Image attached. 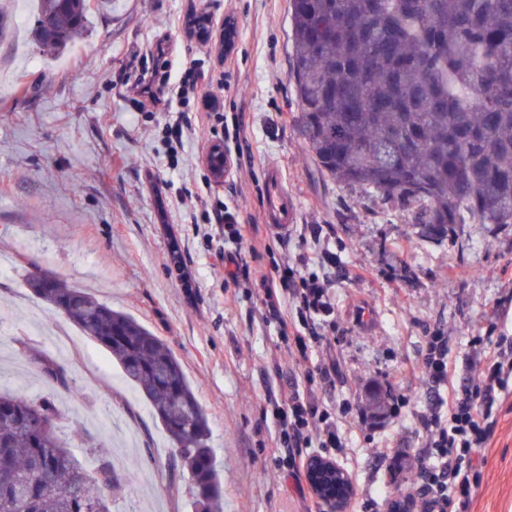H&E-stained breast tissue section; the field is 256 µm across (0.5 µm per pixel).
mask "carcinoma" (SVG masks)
<instances>
[{
  "label": "carcinoma",
  "mask_w": 512,
  "mask_h": 512,
  "mask_svg": "<svg viewBox=\"0 0 512 512\" xmlns=\"http://www.w3.org/2000/svg\"><path fill=\"white\" fill-rule=\"evenodd\" d=\"M39 0L32 38L64 54L91 7ZM289 82L307 154L338 183L396 202L443 239L512 224V0H289ZM14 31L0 0V42ZM27 287L103 346L164 427L193 512H224L210 427L173 351L136 318L50 277ZM50 400L0 393V512H90L107 485L59 438Z\"/></svg>",
  "instance_id": "carcinoma-1"
}]
</instances>
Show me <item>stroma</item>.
<instances>
[{
  "label": "stroma",
  "instance_id": "1",
  "mask_svg": "<svg viewBox=\"0 0 512 512\" xmlns=\"http://www.w3.org/2000/svg\"><path fill=\"white\" fill-rule=\"evenodd\" d=\"M232 25L234 45L218 61L213 42L190 35L185 20ZM288 0H115L93 12L87 35L65 57L43 64L32 43L0 42V331L11 357L0 363V389L40 401L54 397L58 433L86 434L101 447L129 492L104 490L111 512H192L187 490L169 484L171 450L161 423L122 378L104 347L60 313L40 305L32 324L24 281L49 269L127 313L174 352L211 428V448L224 471V512H305L292 477L280 467L270 430H258L271 386L267 371L286 351L274 328L256 317L259 299L225 286L216 253L222 239L188 202L197 195L227 207L241 222L263 223L267 171L278 167L296 204L303 237H291L290 258L324 273L320 251L336 254L329 289L334 326L323 351L336 365L328 400L348 401L338 427L346 448L336 461L352 480V512H387L385 495L415 493L410 469L397 458L424 447L418 412L428 380L402 376L424 352L426 329L448 332V352L470 354L475 336H512V224H464L441 241L419 237L408 212L321 174L306 158L288 81ZM165 42V57L153 53ZM169 68L172 80L197 78L196 93L174 111L197 129L177 154L161 132L163 115L133 101L126 85L141 69ZM241 126L223 182L205 163L222 140L219 116ZM367 268L356 280L355 268ZM75 344L63 366L67 387L47 385L37 355L54 356L51 334ZM391 394L376 424L359 413L368 384ZM471 512H512V397L503 402Z\"/></svg>",
  "mask_w": 512,
  "mask_h": 512
}]
</instances>
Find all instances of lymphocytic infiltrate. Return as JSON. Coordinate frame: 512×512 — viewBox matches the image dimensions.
I'll list each match as a JSON object with an SVG mask.
<instances>
[{"instance_id": "1", "label": "lymphocytic infiltrate", "mask_w": 512, "mask_h": 512, "mask_svg": "<svg viewBox=\"0 0 512 512\" xmlns=\"http://www.w3.org/2000/svg\"><path fill=\"white\" fill-rule=\"evenodd\" d=\"M128 92L167 115L169 148H181L191 130L171 115L174 89L169 75L139 79ZM212 224L224 241L217 257L226 282L256 288L260 320L287 344L285 363L274 364L271 374L280 400L269 418L260 419V426L274 425V445L290 461L306 448L342 447L336 407L318 395L320 385H332L336 373L334 364L320 356L328 339L319 328L334 313L329 279L303 273L285 260L263 264L274 247H287V238H260L258 225L239 223L233 213L218 207L212 209ZM471 347L469 360L458 363L448 354L447 336L436 329L425 338L422 358L402 369L407 376L427 377L433 386L427 410L418 417L426 445L415 452L416 486L425 512H470L481 482L477 462L492 441L496 413L512 384L511 338L477 336Z\"/></svg>"}]
</instances>
